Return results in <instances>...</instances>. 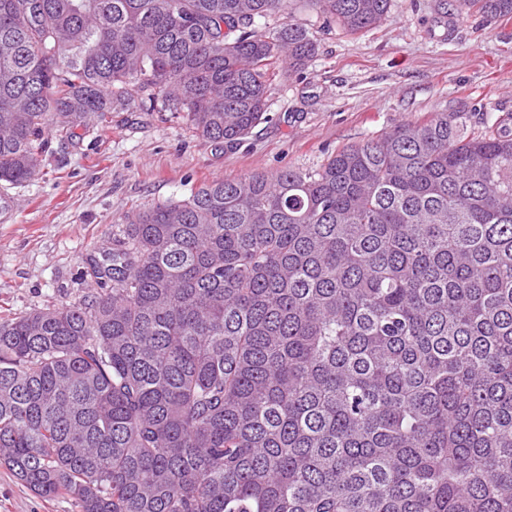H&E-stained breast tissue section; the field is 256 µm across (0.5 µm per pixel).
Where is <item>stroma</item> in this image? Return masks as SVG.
<instances>
[{"instance_id":"stroma-1","label":"stroma","mask_w":512,"mask_h":512,"mask_svg":"<svg viewBox=\"0 0 512 512\" xmlns=\"http://www.w3.org/2000/svg\"><path fill=\"white\" fill-rule=\"evenodd\" d=\"M437 4L393 0L379 25L355 35L304 11L315 58L272 83L266 120L233 146L204 142L166 112H112L73 146L53 145L28 184L0 182L13 201L0 221V319L89 292L84 262L112 249L128 211L216 179L315 169L336 149L465 104L511 112L512 18L489 25L448 0L447 30L434 24ZM0 512L77 510L0 466Z\"/></svg>"}]
</instances>
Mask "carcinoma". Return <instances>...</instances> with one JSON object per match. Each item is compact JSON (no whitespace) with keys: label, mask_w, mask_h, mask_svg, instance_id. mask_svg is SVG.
I'll return each mask as SVG.
<instances>
[{"label":"carcinoma","mask_w":512,"mask_h":512,"mask_svg":"<svg viewBox=\"0 0 512 512\" xmlns=\"http://www.w3.org/2000/svg\"><path fill=\"white\" fill-rule=\"evenodd\" d=\"M316 51L291 0H0V181L109 112L234 144ZM473 116L123 215L92 292L0 322V466L78 512H512V113Z\"/></svg>","instance_id":"cac0c4a2"}]
</instances>
